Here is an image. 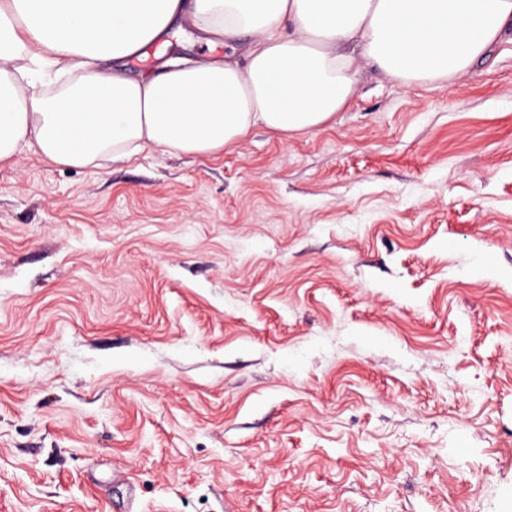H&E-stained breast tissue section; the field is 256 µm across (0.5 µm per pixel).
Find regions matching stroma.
<instances>
[{
	"label": "stroma",
	"mask_w": 512,
	"mask_h": 512,
	"mask_svg": "<svg viewBox=\"0 0 512 512\" xmlns=\"http://www.w3.org/2000/svg\"><path fill=\"white\" fill-rule=\"evenodd\" d=\"M457 501L512 512L511 41L311 133L0 165V512Z\"/></svg>",
	"instance_id": "stroma-1"
}]
</instances>
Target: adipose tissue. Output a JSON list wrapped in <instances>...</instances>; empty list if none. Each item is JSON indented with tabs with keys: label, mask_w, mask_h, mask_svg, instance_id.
<instances>
[{
	"label": "adipose tissue",
	"mask_w": 512,
	"mask_h": 512,
	"mask_svg": "<svg viewBox=\"0 0 512 512\" xmlns=\"http://www.w3.org/2000/svg\"><path fill=\"white\" fill-rule=\"evenodd\" d=\"M184 27L240 53L123 71ZM510 37L512 0H0V163L208 155L256 126L313 132L365 70L403 88L450 82Z\"/></svg>",
	"instance_id": "ef3b65f1"
}]
</instances>
